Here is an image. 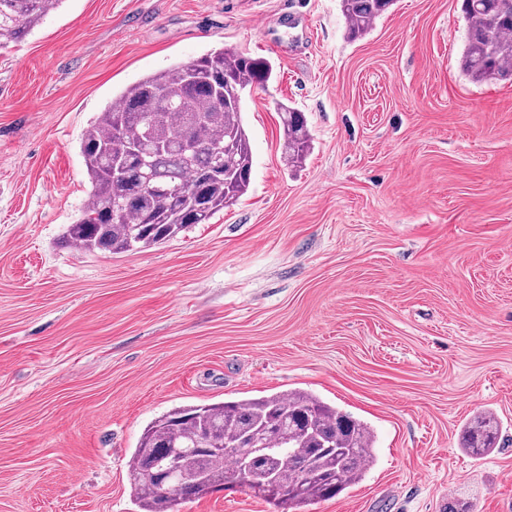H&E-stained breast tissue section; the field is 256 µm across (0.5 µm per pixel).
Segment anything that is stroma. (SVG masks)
<instances>
[{"label":"stroma","instance_id":"35a3bbf8","mask_svg":"<svg viewBox=\"0 0 512 512\" xmlns=\"http://www.w3.org/2000/svg\"><path fill=\"white\" fill-rule=\"evenodd\" d=\"M458 0H64L0 42V512H137L130 455L172 407L304 389L372 425L359 484L302 512H512V83L462 76ZM245 93L251 184L207 224L117 254L63 243L78 144L121 90L211 50ZM311 148L283 161L278 104ZM492 410L476 457L461 427ZM180 512H270L234 486ZM340 11L347 22L349 38H359L370 32L373 23L393 4L394 0H339Z\"/></svg>","mask_w":512,"mask_h":512}]
</instances>
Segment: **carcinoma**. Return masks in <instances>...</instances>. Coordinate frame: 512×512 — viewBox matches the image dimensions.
I'll return each mask as SVG.
<instances>
[{
    "instance_id": "carcinoma-1",
    "label": "carcinoma",
    "mask_w": 512,
    "mask_h": 512,
    "mask_svg": "<svg viewBox=\"0 0 512 512\" xmlns=\"http://www.w3.org/2000/svg\"><path fill=\"white\" fill-rule=\"evenodd\" d=\"M63 0H0V37L23 39ZM348 37L370 32L394 0H339ZM466 35L459 58L472 83L512 81V0H461ZM126 87L90 124L80 152L92 189L66 243L84 252L122 253L161 245L234 204L251 181V148L242 112L246 89L265 85L271 63L219 49ZM283 154L290 166L310 150L302 112L280 105ZM500 424L480 414L464 428L473 456L492 452ZM256 440L276 449L265 464L281 491L256 496L274 512L332 499L359 482L374 461L367 422L305 390L202 405L176 406L144 430L131 454L130 488L140 512L178 506L241 485L239 457ZM177 462L179 487L149 484L150 463Z\"/></svg>"
}]
</instances>
